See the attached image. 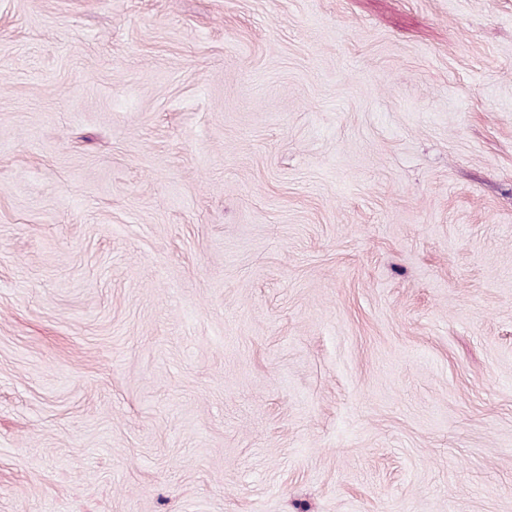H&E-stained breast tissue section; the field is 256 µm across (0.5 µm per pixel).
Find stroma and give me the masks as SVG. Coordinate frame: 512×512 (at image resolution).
Masks as SVG:
<instances>
[{
	"label": "stroma",
	"instance_id": "1",
	"mask_svg": "<svg viewBox=\"0 0 512 512\" xmlns=\"http://www.w3.org/2000/svg\"><path fill=\"white\" fill-rule=\"evenodd\" d=\"M0 512H512V0H0Z\"/></svg>",
	"mask_w": 512,
	"mask_h": 512
}]
</instances>
